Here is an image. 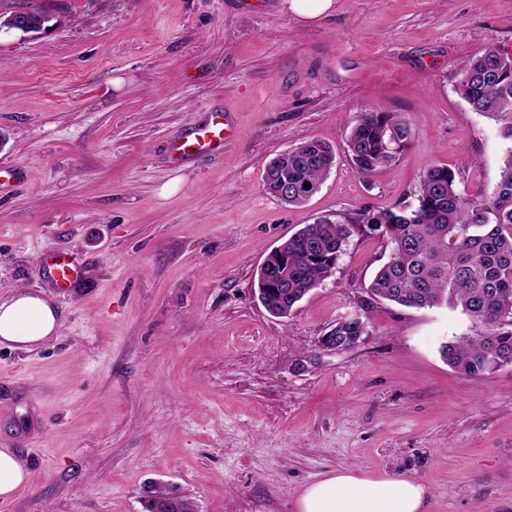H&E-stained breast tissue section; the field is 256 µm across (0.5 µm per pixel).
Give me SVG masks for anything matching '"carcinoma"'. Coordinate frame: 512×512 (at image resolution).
Here are the masks:
<instances>
[{
	"label": "carcinoma",
	"mask_w": 512,
	"mask_h": 512,
	"mask_svg": "<svg viewBox=\"0 0 512 512\" xmlns=\"http://www.w3.org/2000/svg\"><path fill=\"white\" fill-rule=\"evenodd\" d=\"M455 90L472 111L498 123L503 139L512 141V53L490 45L464 60ZM411 136L400 113L372 108L359 113L347 147L360 174L368 176L395 162ZM334 160L328 144L305 141L267 164L265 190L274 194L286 177L288 205H303L320 190ZM355 230L378 232L389 241V256L367 286L372 299L415 309L445 304L478 326L476 335L441 347L448 366L481 381L512 365V147L490 195H463L452 168L432 165L420 176L411 203L381 211L364 205L341 221L319 217L302 227L257 276L269 313L288 316L329 278ZM365 333L362 321L344 317L334 324L336 345L343 352L354 349ZM142 505L144 512H195L175 489L157 484L143 494Z\"/></svg>",
	"instance_id": "carcinoma-1"
}]
</instances>
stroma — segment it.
Masks as SVG:
<instances>
[{
    "mask_svg": "<svg viewBox=\"0 0 512 512\" xmlns=\"http://www.w3.org/2000/svg\"><path fill=\"white\" fill-rule=\"evenodd\" d=\"M50 16L0 35V300L55 303L59 335L0 346V448L29 473L0 512H143L144 486L196 512H296L340 469L429 488L425 512H512V366L471 381L440 356L475 334L448 307L371 300L386 238L353 234L332 276L285 318L254 291L303 225L413 200L446 164L491 194L511 144L455 91L459 63L512 52V0H334L298 24L281 0H0ZM412 128L362 176L345 140L360 110ZM231 113L222 150L176 163L173 136ZM333 146L320 191L289 208L263 187L297 144ZM84 264L60 295L42 259ZM360 314L333 353L321 337ZM354 318L362 320L358 314L353 315ZM342 318L333 325V336H336V343L333 342V336H322L320 345L324 350L336 353V345L341 347L342 352L354 349L362 340V336L366 333V325L363 321ZM332 328V329H333Z\"/></svg>",
    "mask_w": 512,
    "mask_h": 512,
    "instance_id": "35a3bbf8",
    "label": "stroma"
}]
</instances>
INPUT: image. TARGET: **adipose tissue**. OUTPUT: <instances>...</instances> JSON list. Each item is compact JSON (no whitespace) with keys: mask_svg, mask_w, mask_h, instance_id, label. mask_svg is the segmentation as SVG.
<instances>
[{"mask_svg":"<svg viewBox=\"0 0 512 512\" xmlns=\"http://www.w3.org/2000/svg\"><path fill=\"white\" fill-rule=\"evenodd\" d=\"M59 313L46 298L18 292L0 302V343L29 348L57 336ZM428 489L400 477H370L348 468L310 484L300 496L299 512H423Z\"/></svg>","mask_w":512,"mask_h":512,"instance_id":"ef3b65f1","label":"adipose tissue"}]
</instances>
